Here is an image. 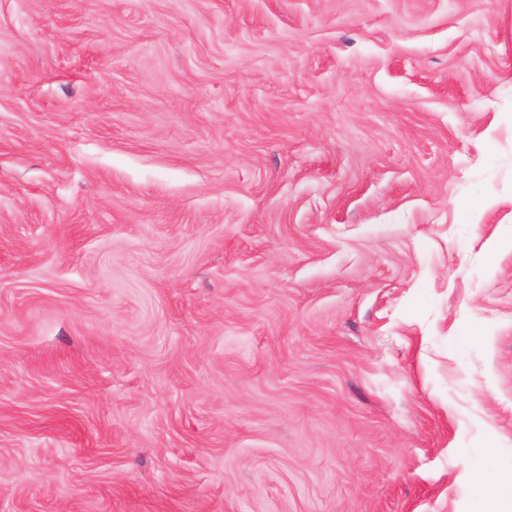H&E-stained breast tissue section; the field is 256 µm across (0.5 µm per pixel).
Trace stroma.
Returning <instances> with one entry per match:
<instances>
[{
    "instance_id": "obj_1",
    "label": "stroma",
    "mask_w": 512,
    "mask_h": 512,
    "mask_svg": "<svg viewBox=\"0 0 512 512\" xmlns=\"http://www.w3.org/2000/svg\"><path fill=\"white\" fill-rule=\"evenodd\" d=\"M512 474V0H0V512H480Z\"/></svg>"
}]
</instances>
